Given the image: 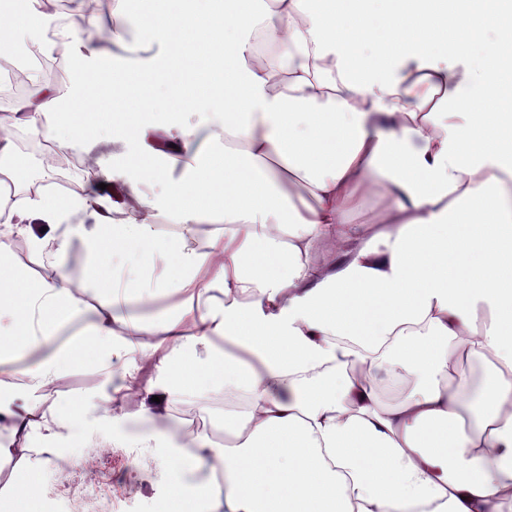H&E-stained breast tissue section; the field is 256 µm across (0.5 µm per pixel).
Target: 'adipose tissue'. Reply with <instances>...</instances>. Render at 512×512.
<instances>
[{"mask_svg":"<svg viewBox=\"0 0 512 512\" xmlns=\"http://www.w3.org/2000/svg\"><path fill=\"white\" fill-rule=\"evenodd\" d=\"M54 0H13L0 68L18 41L106 74L61 100L34 82L0 117L93 152L87 124L134 143L138 178L75 197L36 189L0 202V512H38L34 441L73 437L83 411L46 416L55 380L83 354L104 374L93 420L134 400L150 429L130 448L167 449L177 474L156 512H503L512 505V0H396L384 42L367 0H112V22L74 12L46 39ZM497 33L482 71L466 42ZM451 59L437 58L435 43ZM143 59L115 68V50ZM163 83L171 110L146 108ZM161 178V201L142 184ZM178 233L159 243L157 223ZM67 232H60V225ZM215 225L199 235L198 225ZM24 236L57 276L14 269ZM80 238L102 305L66 274ZM138 251L179 302L152 322L121 319L110 260ZM483 373L456 381L461 365ZM225 397L224 437L171 446L155 422L174 403Z\"/></svg>","mask_w":512,"mask_h":512,"instance_id":"adipose-tissue-1","label":"adipose tissue"}]
</instances>
